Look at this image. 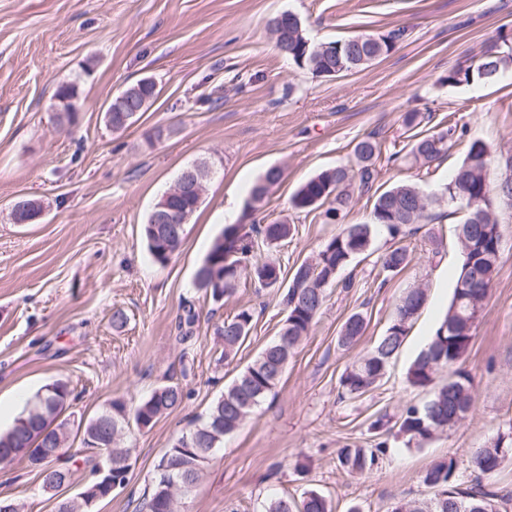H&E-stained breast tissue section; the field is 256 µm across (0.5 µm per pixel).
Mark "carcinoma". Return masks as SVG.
<instances>
[{
	"label": "carcinoma",
	"mask_w": 512,
	"mask_h": 512,
	"mask_svg": "<svg viewBox=\"0 0 512 512\" xmlns=\"http://www.w3.org/2000/svg\"><path fill=\"white\" fill-rule=\"evenodd\" d=\"M403 35L404 29L398 28L389 31L381 43L368 41L363 36L338 39L336 53L327 56L316 52L317 44L308 38L302 27L288 26L281 40L288 43L287 57L298 66L318 77L329 71L340 77L391 52ZM510 68L512 47L508 37L500 33L484 45L467 65L448 70L446 81L452 85L493 83ZM445 136L447 133L443 131L426 136L411 135L409 155L425 163L440 159L448 151ZM382 154V143L368 136L358 141L353 149V167L324 169L302 183L292 195L294 209L310 213L322 208L327 222L336 223L352 206L351 186L356 181L362 192H374L371 221L346 225L328 239L315 256L305 259L293 269L283 297L286 318L278 336L212 402L205 419L186 433L190 439L197 438L198 444L207 445V452L199 453L193 446L182 445L178 438L168 448L157 466L151 492L145 501V512H171L166 508L170 499L169 489L175 485L183 493H188L198 483L202 465L210 452L220 446L225 435L240 426L252 409L274 393L284 373L277 366L288 362L303 337L309 333L325 301L326 287L336 281L337 273L354 258L369 251L374 233L384 229L392 238H402L407 226L419 223L427 207L439 202L435 197L420 199L419 189L409 184L394 185L383 191L373 190L379 176L377 162ZM489 155L485 142L471 140L465 158L448 181L449 202H454V197L462 194L467 200L482 205L480 220L467 218L459 233L462 261L457 279H470L474 293L452 296L443 321L408 368L407 382L415 388L428 387L439 370H448L447 383L438 387L423 404L408 406L400 416L399 433L407 437L409 444L420 445L435 433L455 426L473 405L470 377L457 367L474 338V335H465L463 331L478 321L502 258L498 209L502 205L512 206V179H503L496 184L490 182L487 173ZM281 179V170H266L251 187L247 207L254 212L259 211L271 188ZM292 231L286 222L260 225L253 220L249 224L228 225L197 268V288L218 302L232 295L244 276L258 283L265 281L271 287L280 284L284 271L279 262L255 254L250 264L244 265L242 257L253 251V236L272 245L287 239ZM142 235L150 256L161 265L168 263L180 251L185 238L183 233L173 237L167 224L144 223ZM407 262V250L395 247L385 253L381 265L383 270L395 272L403 269ZM221 270L224 271V283L220 285L213 278ZM425 298L424 290L414 288L399 300L394 319L383 336L342 375L341 386L345 394L361 396L383 378ZM252 325V312L242 309L217 327V334L224 340V358L238 351L248 338ZM364 330V317L358 313L351 315L341 329L340 344L347 348L352 346ZM70 395L67 383L60 380L36 395V401L28 412L21 415L7 432L0 434V458L8 457L13 448L34 445L67 456V471H72L77 459L67 454L66 447L74 425L69 419L60 418ZM183 400L184 393L179 385L162 386L141 400L133 411V422L140 429H149L163 415L179 408ZM127 423L125 403L114 400L109 408L86 420L83 428L84 444L112 459V481L121 487L127 481L124 462L129 458V450L118 447L117 440ZM384 451L381 442L374 449L346 445L338 450V461L348 473L361 475L376 464ZM510 455L512 445L504 444L500 437L473 449L472 467L477 477L464 488L457 478L453 459L434 464L426 471L423 482L439 489V492L430 499L402 501L399 512H501L504 495L483 483L482 477L494 474ZM267 512H332V508L324 495L309 490L298 502L285 497L273 498Z\"/></svg>",
	"instance_id": "cac0c4a2"
}]
</instances>
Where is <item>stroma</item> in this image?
Segmentation results:
<instances>
[{
  "label": "stroma",
  "mask_w": 512,
  "mask_h": 512,
  "mask_svg": "<svg viewBox=\"0 0 512 512\" xmlns=\"http://www.w3.org/2000/svg\"><path fill=\"white\" fill-rule=\"evenodd\" d=\"M290 11L314 42L379 35L403 28L386 56L348 75L317 77L275 47L269 21ZM512 33V0H0V401L62 380L67 409L86 420L113 400L134 408L159 386L176 383L182 405L149 429H126L131 469L125 488L91 512H140L156 467L225 385L277 335L286 313L280 288L242 279L215 302L198 291L195 272L249 191L271 167L283 173L260 211L265 223L295 226L268 253L284 270L316 255L342 224L369 221L372 194L357 196L342 223L320 211L299 213L290 199L301 183L348 165L361 139L406 142L402 116L421 113L424 135L456 127L440 160L381 159L378 186L411 184L439 192L463 160L466 142L491 149V180L512 155V69L493 84L451 86L449 69L467 64L498 33ZM150 77L159 94L122 132L105 123L109 102ZM75 84L77 124L58 130L56 90ZM168 136L154 139L155 128ZM205 162L211 173L184 244L164 265L147 252L141 228L183 169ZM38 199L42 218L16 224V202ZM464 209L431 206L403 240L409 262L395 273L380 258L395 242L378 235L329 286L309 335L290 358L274 397L226 435L180 499L178 512H266L271 498L316 490L333 512H391L404 498H430L422 479L451 458L461 482L473 476L472 448L512 434V208L500 210L503 254L474 339L461 360L474 391L467 417L423 445L399 435L403 410L426 393L407 370L445 315L461 264ZM351 288H341V280ZM427 299L385 377L366 394L345 395L340 378L378 341L401 296ZM198 315L189 339L176 320L185 305ZM252 310L247 341L229 359L216 334L224 319ZM122 313V328L112 325ZM355 313L366 319L352 348L338 336ZM380 429H372L375 420ZM384 443L364 474L339 465L346 445ZM93 476L76 472L60 491L45 489L25 460L0 464V499L21 512H55Z\"/></svg>",
  "instance_id": "obj_1"
}]
</instances>
